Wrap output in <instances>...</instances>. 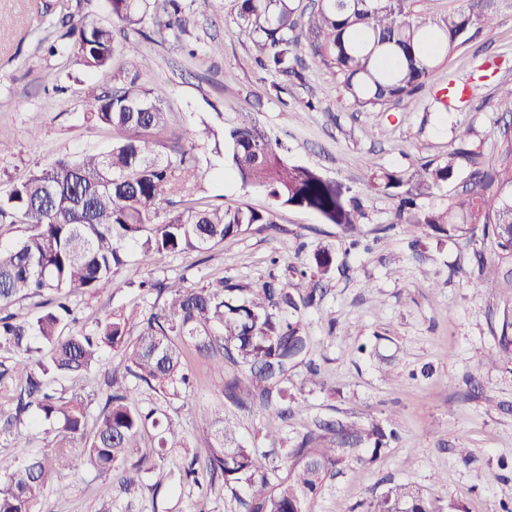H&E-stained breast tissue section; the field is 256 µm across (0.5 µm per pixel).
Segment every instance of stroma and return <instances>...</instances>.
<instances>
[{"mask_svg":"<svg viewBox=\"0 0 512 512\" xmlns=\"http://www.w3.org/2000/svg\"><path fill=\"white\" fill-rule=\"evenodd\" d=\"M13 21L0 30V134L12 142L0 154V194L18 179L56 159H74L110 145V133L92 119L87 87L108 88L112 76L75 60L52 56L48 46L66 28L62 14L109 21L105 0H0ZM236 0H217L208 13L182 0V24L136 33L114 24L116 41L130 48L139 81L172 107L162 137L190 140L201 125L215 131L235 126L240 110L254 112L271 138L287 145L291 163L319 170L349 188L365 209V233L350 246L340 229L317 213L285 207L274 225L255 224L207 252H179L158 266L142 264L135 248L111 281L76 301L72 332H88L111 314L138 329L157 297L138 290L140 280L185 278L202 288L225 280L250 289L270 279L287 283L293 268L310 264L316 250H334L341 268L323 281L318 304L305 309L313 338L311 359L324 388L305 386L306 365L288 373L295 396L288 418L256 409L237 413L240 441L269 454L275 476L288 461L271 435L293 439L316 422L342 414L362 423L392 422L399 438L370 468H349L328 479L312 512H367L375 497L394 483H412L442 512H512V355L499 346L504 300L485 288L473 271L475 243L424 237L410 249L394 222L396 201L369 189L372 170L407 172L418 160H439L468 143L491 155L502 126L495 107L498 84L512 82V10H503L494 30L445 58L440 70L414 96L388 112L353 111L335 78L308 51L300 58L304 82L277 80L255 62L250 42L234 23ZM471 87L457 111H439L435 97L449 81ZM314 109H307V102ZM207 169L200 202L263 211L270 201L260 189L243 186L214 140L195 143ZM26 356L4 353L8 372L0 378V459L20 449L3 428L14 411L19 372ZM187 363L195 376L190 393L165 398L142 388L135 400L179 423L186 451L206 442L200 410L227 413L221 388L224 369L195 351ZM120 351L105 349L102 363L85 377L58 379L63 396L81 395L98 413L104 375L123 370ZM471 449L469 460L458 451ZM180 454L157 457L137 494L120 492L114 477L88 465L64 477L65 495L47 489L44 512H245V487L203 489L180 485ZM496 479H488V472Z\"/></svg>","mask_w":512,"mask_h":512,"instance_id":"obj_1","label":"stroma"}]
</instances>
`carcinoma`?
<instances>
[{
    "instance_id": "cac0c4a2",
    "label": "carcinoma",
    "mask_w": 512,
    "mask_h": 512,
    "mask_svg": "<svg viewBox=\"0 0 512 512\" xmlns=\"http://www.w3.org/2000/svg\"><path fill=\"white\" fill-rule=\"evenodd\" d=\"M112 21L140 31L150 20L160 29L178 23L179 0H106ZM512 0H448V12L432 13L427 0H237L235 23L250 37L260 67L278 76L302 79L298 52L306 48L336 78L356 111L387 112L412 96L440 67L449 51L494 27L503 5ZM65 41L50 47L61 57H75L92 70L112 71V88L85 91L96 122L116 133L110 148L77 160L58 159L30 173L0 195V223L25 225L14 244H0V349L32 351L37 338L50 348L23 373L15 396L14 441L25 444L24 422L34 411L49 423L51 450L23 451L0 467V512H40L45 487L71 472L78 458L100 474L118 477L129 492L142 485L149 458L133 459L134 449L150 430L163 427L160 451L179 438L171 420L131 402L135 385L167 397L190 389L185 350L207 352L219 363L240 369L224 381V399L240 411L278 409L288 417V369L311 351V336L301 310L315 300L310 282L336 270L334 252L323 247L313 264L298 272L288 287L267 282L252 292L219 282L191 287L185 279L139 287L164 298L141 321L137 338L127 339L128 320L112 315L94 331L63 335L72 317L70 297L88 294L112 279L127 264L125 245L135 244L141 260L158 264L167 254L202 252L236 237L253 224L274 223V209L313 211L351 239L362 234L365 213L336 182L320 172L288 162V147L272 140L253 113L240 112L236 126L223 134L228 160L246 187L263 190L271 209L247 205L199 207L194 198L205 169L194 146L177 136L167 142L154 132L167 126L170 105L152 89L125 75V49L113 27L96 20L63 17ZM500 111L512 114V82L497 88ZM470 165L468 188L445 206L422 209L417 199L440 189L456 173V160ZM370 185L400 198L396 223L405 226L411 243L433 232L448 239L489 245L492 260L481 250L475 258L486 287L506 298L500 345L512 349V139L500 131L493 155L459 148L437 163L428 162L405 176L376 171ZM178 203L181 210L164 205ZM38 316L16 321L4 310L19 298L43 297ZM119 349L125 374L106 375L104 403L96 416L78 397L66 399L52 387L58 378H78L98 365L104 348ZM211 441L204 458L193 455L178 470L181 483L235 491L245 483V512H311V503L326 481L343 470L370 467L397 431L381 424L365 426L344 416L319 422L316 430L284 449L289 466L273 480L267 455L236 439L225 417L209 422ZM369 512H439L410 483H397L370 503Z\"/></svg>"
}]
</instances>
